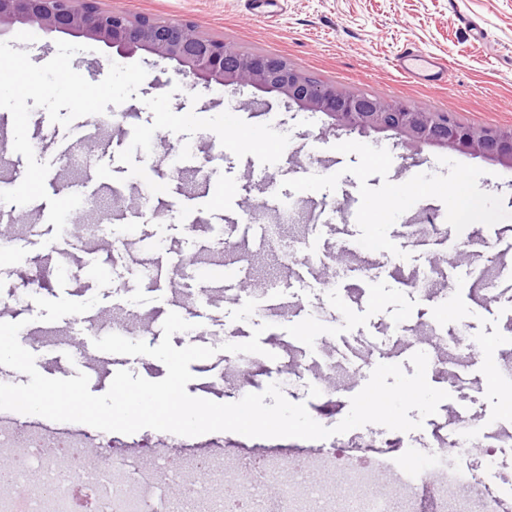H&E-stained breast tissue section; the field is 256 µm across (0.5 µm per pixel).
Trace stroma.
I'll return each mask as SVG.
<instances>
[{"instance_id":"35a3bbf8","label":"stroma","mask_w":512,"mask_h":512,"mask_svg":"<svg viewBox=\"0 0 512 512\" xmlns=\"http://www.w3.org/2000/svg\"><path fill=\"white\" fill-rule=\"evenodd\" d=\"M103 9H118L160 21L194 23L202 32L246 49L288 58L297 67L347 91L452 113L465 124L512 127V0H282L276 16H254L252 0H99ZM407 45L445 58L450 75L445 84L430 86L404 79L396 70L397 53ZM141 64L147 77L136 98L108 106L87 126L62 127L47 112L32 109L28 136L52 131L68 152L38 154L48 163L56 183H79L95 177L79 228L100 223L121 206L157 207V214L129 233L121 247L111 237H98L88 247H73L61 268L51 270V289L38 287L32 265L47 266L58 248L52 224L38 235L25 231L29 213H22L0 263V315L21 323L20 344L35 357L41 374L65 379L84 371L78 341H92L112 332V320L125 322L129 337L149 346L163 337V322L171 302L184 308L192 330L175 333L172 343L183 348H214L212 357L191 364V396L233 403L250 393L279 384L293 403L305 404L309 415L331 428L350 411V400L381 363L401 365L413 373L414 351L425 352L434 364L427 380L449 397L423 429L404 433L378 424L324 439L323 453L305 458L310 478L319 479L325 493L337 501L366 495H386L392 512H435L446 499L448 512H471L486 483L512 481V445L486 458L476 448L467 461L469 483L449 490L438 480L426 494L410 499L394 494L388 475L377 463L350 458L346 445L353 435L411 456L415 467L436 471L448 445L435 432L455 428L466 417L494 422L512 431V297L496 295L500 267L512 263V176L505 167L483 157H471L463 170L456 152L435 146L411 152L388 134L345 133L320 112L286 108L273 93L253 87L225 89L192 82L176 61L140 49L125 56L111 45L90 41L76 53L72 67L84 78L93 69L108 72L111 63ZM171 93L173 112H195L209 118L236 110L251 124H269L290 140L279 162L261 164L255 157L239 158L223 148L217 135L201 130L193 135L162 131L151 152L135 151L134 160L147 176L129 175L118 159L132 140L133 128L149 124L153 114L147 98ZM114 143L111 154L97 148L98 139ZM302 168L306 184L296 189L289 169ZM467 178L480 202L473 216L458 212L452 201L460 178ZM164 184L158 196L146 194L147 181ZM248 182L251 193L237 202L230 188ZM285 198L283 209L263 208L268 193ZM261 215L269 229L275 257L225 239L224 215L239 209ZM382 209L389 223H348L345 212ZM340 210L329 224L312 221L314 212ZM404 226L415 242L393 244L383 255L358 249L344 254L336 246L337 232L358 241ZM438 238L435 249L420 247ZM227 262L244 266L248 285L236 296L220 283L199 284L200 263L215 250ZM162 258L175 281L162 288L150 281V264ZM362 265L354 281L332 278L339 262ZM306 265L305 282L289 287L298 265ZM97 276H89V269ZM262 327L259 354L222 351L226 339L240 344ZM159 431L133 434L111 432L105 453L135 449L141 466H151ZM245 441V454L273 466L289 464L290 448L298 438L242 439L233 432L196 437L172 435L167 455L183 463L201 457L213 460L208 473L210 497L202 512H218L225 481L235 482L252 512H261L262 495L237 479V456L226 444Z\"/></svg>"}]
</instances>
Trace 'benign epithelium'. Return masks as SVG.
<instances>
[{
    "label": "benign epithelium",
    "mask_w": 512,
    "mask_h": 512,
    "mask_svg": "<svg viewBox=\"0 0 512 512\" xmlns=\"http://www.w3.org/2000/svg\"><path fill=\"white\" fill-rule=\"evenodd\" d=\"M23 22L43 32H68L125 52L145 49L184 67L183 74L224 88L251 86L287 102L321 112L346 132H390L404 144L438 146L489 157L512 168V128L462 125L446 112L361 93H343L316 80L280 55L247 52L201 32L194 24L172 23L103 10L97 0H0V26ZM73 512H94L84 485L71 489Z\"/></svg>",
    "instance_id": "1"
}]
</instances>
